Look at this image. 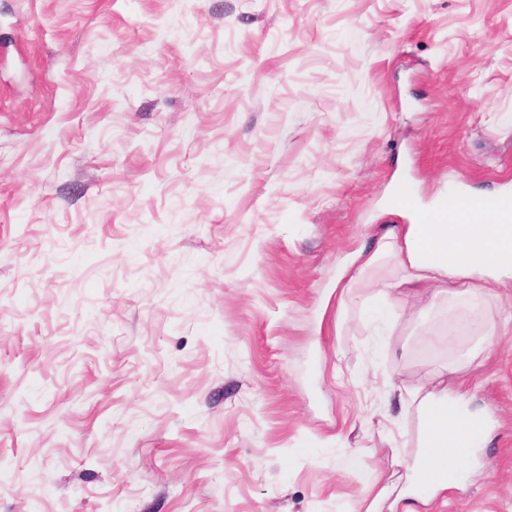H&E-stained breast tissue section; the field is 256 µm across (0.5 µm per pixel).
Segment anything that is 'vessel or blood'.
I'll return each instance as SVG.
<instances>
[{"label":"vessel or blood","mask_w":512,"mask_h":512,"mask_svg":"<svg viewBox=\"0 0 512 512\" xmlns=\"http://www.w3.org/2000/svg\"><path fill=\"white\" fill-rule=\"evenodd\" d=\"M394 206L412 208L413 217L419 224H454L465 222H482L488 219H502L505 213L512 212V197L497 195L477 198L456 191L443 197L430 208L417 205L416 197L410 186H403L400 192L393 196Z\"/></svg>","instance_id":"vessel-or-blood-1"}]
</instances>
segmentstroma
Instances as JSON below:
<instances>
[{
	"instance_id": "35a3bbf8",
	"label": "stroma",
	"mask_w": 512,
	"mask_h": 512,
	"mask_svg": "<svg viewBox=\"0 0 512 512\" xmlns=\"http://www.w3.org/2000/svg\"><path fill=\"white\" fill-rule=\"evenodd\" d=\"M512 0H0V512H366L448 304L336 306L390 187L512 188ZM512 512V325L461 365Z\"/></svg>"
}]
</instances>
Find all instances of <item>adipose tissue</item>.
<instances>
[{
    "label": "adipose tissue",
    "instance_id": "adipose-tissue-1",
    "mask_svg": "<svg viewBox=\"0 0 512 512\" xmlns=\"http://www.w3.org/2000/svg\"><path fill=\"white\" fill-rule=\"evenodd\" d=\"M392 260L402 275L377 288L373 310L386 307L399 295L423 310L439 298L476 299L493 288L512 285V224H388L374 248L351 257L336 277V301L345 306L354 284L383 260ZM419 416V451L405 462L404 472L387 481L375 495L374 506L386 503L388 512H429L431 504L449 489L448 483L420 487L424 461L455 462L453 447L464 427L486 429L484 416L470 410L463 383H449L444 370L433 372L410 396Z\"/></svg>",
    "mask_w": 512,
    "mask_h": 512
}]
</instances>
